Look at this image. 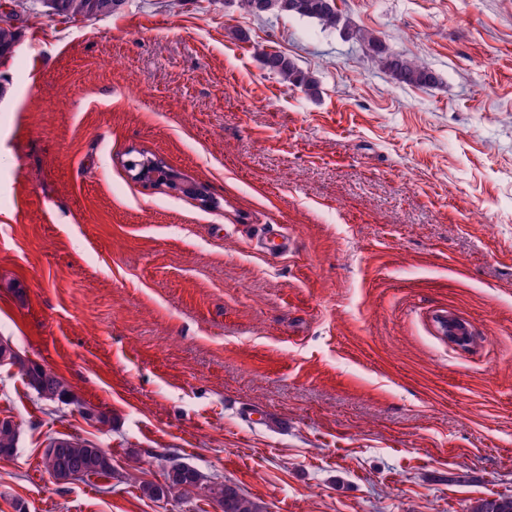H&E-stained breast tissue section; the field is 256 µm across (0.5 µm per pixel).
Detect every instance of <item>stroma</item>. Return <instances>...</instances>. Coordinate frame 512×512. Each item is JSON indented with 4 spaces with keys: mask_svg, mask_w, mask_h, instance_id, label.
Listing matches in <instances>:
<instances>
[{
    "mask_svg": "<svg viewBox=\"0 0 512 512\" xmlns=\"http://www.w3.org/2000/svg\"><path fill=\"white\" fill-rule=\"evenodd\" d=\"M336 4L438 84L398 85L339 29L237 0L22 18L0 61V338L79 402L0 365L19 425L0 512H221L201 491L142 496L166 456L263 512L512 496V0ZM270 51L317 95L267 73ZM141 152L175 185L134 180ZM277 232L293 250L254 248ZM52 437L105 448L112 477L56 484Z\"/></svg>",
    "mask_w": 512,
    "mask_h": 512,
    "instance_id": "stroma-1",
    "label": "stroma"
}]
</instances>
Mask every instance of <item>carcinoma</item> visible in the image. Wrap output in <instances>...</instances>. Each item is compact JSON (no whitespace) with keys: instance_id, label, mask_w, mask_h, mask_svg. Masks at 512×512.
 <instances>
[{"instance_id":"1","label":"carcinoma","mask_w":512,"mask_h":512,"mask_svg":"<svg viewBox=\"0 0 512 512\" xmlns=\"http://www.w3.org/2000/svg\"><path fill=\"white\" fill-rule=\"evenodd\" d=\"M27 0H8L11 5L8 21L0 24V61L9 58L15 51L21 32L13 24L26 9ZM244 10L255 16L266 14L298 15L318 21L325 27L335 28L342 22V15L336 7V0H240ZM48 15L82 17L87 19L107 16L118 12L126 0H41ZM352 39L359 41L367 50L373 65L388 72L399 84L429 87L437 82L435 72L423 61L389 51L372 34L361 29L349 32ZM263 67L282 81L289 82L307 95L318 90L317 80L303 73L294 61L280 53H265ZM128 171L136 179L151 180L152 174L174 177L166 171L161 162L141 157L127 164ZM29 386L43 399L58 398L63 387L62 381L52 371L34 363H21ZM18 425L11 418L0 419V458L12 457L17 449ZM42 465L57 484H65L84 476H112V458L99 446L87 439L57 437L49 439L42 452ZM206 490L208 497L215 500L223 512H260V506L240 494L230 485L206 482L205 477L193 465L172 459L164 470V482H145L140 486L143 496L161 498L184 496L196 490ZM470 512H512V497L477 502Z\"/></svg>"}]
</instances>
